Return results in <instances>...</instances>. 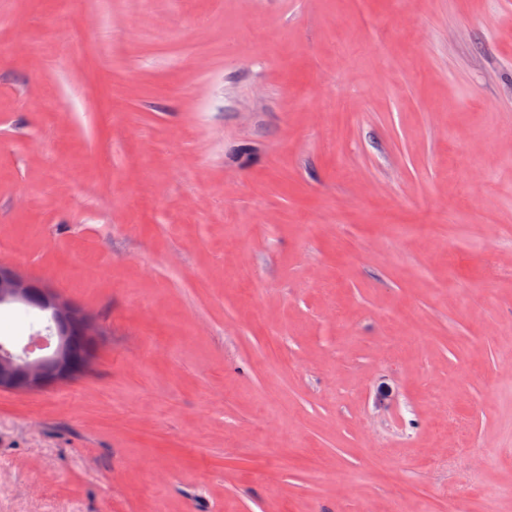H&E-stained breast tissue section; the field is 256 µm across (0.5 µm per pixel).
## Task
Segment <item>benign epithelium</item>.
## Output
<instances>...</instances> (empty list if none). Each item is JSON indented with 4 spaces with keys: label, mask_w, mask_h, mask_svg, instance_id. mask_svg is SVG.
Returning a JSON list of instances; mask_svg holds the SVG:
<instances>
[{
    "label": "benign epithelium",
    "mask_w": 512,
    "mask_h": 512,
    "mask_svg": "<svg viewBox=\"0 0 512 512\" xmlns=\"http://www.w3.org/2000/svg\"><path fill=\"white\" fill-rule=\"evenodd\" d=\"M0 303L28 304L39 312L51 313L56 319L76 318L75 326L68 334L58 336L55 350L47 356L32 358L5 345L0 347V391H42L87 372L101 336L93 315L39 280L4 263H0Z\"/></svg>",
    "instance_id": "7a95c632"
}]
</instances>
